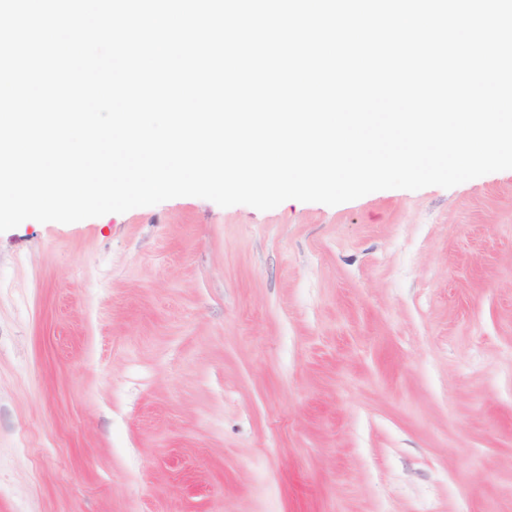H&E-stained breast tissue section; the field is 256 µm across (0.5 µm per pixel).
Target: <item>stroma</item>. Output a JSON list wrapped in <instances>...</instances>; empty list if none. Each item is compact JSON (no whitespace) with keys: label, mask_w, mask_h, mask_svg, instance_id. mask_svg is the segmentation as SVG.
Instances as JSON below:
<instances>
[{"label":"stroma","mask_w":512,"mask_h":512,"mask_svg":"<svg viewBox=\"0 0 512 512\" xmlns=\"http://www.w3.org/2000/svg\"><path fill=\"white\" fill-rule=\"evenodd\" d=\"M0 512H512V172L0 233Z\"/></svg>","instance_id":"1"}]
</instances>
